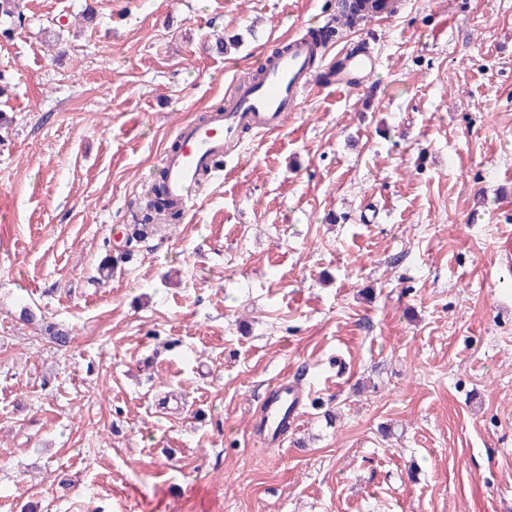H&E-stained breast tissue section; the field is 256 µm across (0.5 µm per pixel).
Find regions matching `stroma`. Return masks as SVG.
<instances>
[{
    "instance_id": "obj_1",
    "label": "stroma",
    "mask_w": 512,
    "mask_h": 512,
    "mask_svg": "<svg viewBox=\"0 0 512 512\" xmlns=\"http://www.w3.org/2000/svg\"><path fill=\"white\" fill-rule=\"evenodd\" d=\"M336 2L0 19V512H512V0L364 21L363 84L126 241L178 126ZM285 376L304 402L265 446Z\"/></svg>"
}]
</instances>
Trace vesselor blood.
<instances>
[{
  "instance_id": "obj_1",
  "label": "vessel or blood",
  "mask_w": 512,
  "mask_h": 512,
  "mask_svg": "<svg viewBox=\"0 0 512 512\" xmlns=\"http://www.w3.org/2000/svg\"><path fill=\"white\" fill-rule=\"evenodd\" d=\"M327 68L333 73L336 87L349 88L357 74L371 72L372 61L361 50L345 48ZM314 82L311 46L308 40L295 39L280 54L264 61L260 82L238 83L236 98L224 111L212 113L203 124L181 125L176 132L177 149L162 157L168 199L181 210L192 208L205 165L233 144L237 131L243 127L260 132L281 130L285 116L296 111ZM301 403L302 396L294 386L281 383L278 398L262 405L263 438L275 434L285 407L296 409Z\"/></svg>"
}]
</instances>
